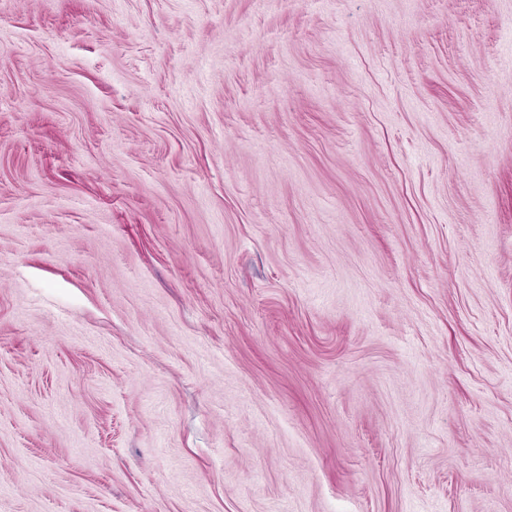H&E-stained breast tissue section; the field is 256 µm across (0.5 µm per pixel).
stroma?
<instances>
[{
    "instance_id": "35a3bbf8",
    "label": "stroma",
    "mask_w": 512,
    "mask_h": 512,
    "mask_svg": "<svg viewBox=\"0 0 512 512\" xmlns=\"http://www.w3.org/2000/svg\"><path fill=\"white\" fill-rule=\"evenodd\" d=\"M0 512H512V0H0Z\"/></svg>"
}]
</instances>
